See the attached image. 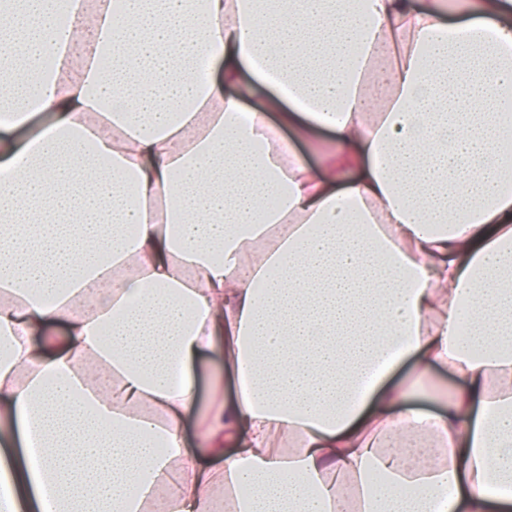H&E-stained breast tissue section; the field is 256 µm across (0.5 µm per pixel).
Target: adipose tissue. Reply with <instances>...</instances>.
<instances>
[{
    "label": "adipose tissue",
    "mask_w": 512,
    "mask_h": 512,
    "mask_svg": "<svg viewBox=\"0 0 512 512\" xmlns=\"http://www.w3.org/2000/svg\"><path fill=\"white\" fill-rule=\"evenodd\" d=\"M452 13L0 0L5 512H147L162 485L160 512L352 487L362 512H512V0ZM282 106L334 133L319 170L275 140ZM209 354L237 392L201 409ZM408 362L461 380L439 414L401 409ZM218 363L215 355L203 357L194 368V374L198 384V396L201 403L208 402L212 396L208 377L211 369ZM182 435L185 446L196 456L201 458V462L209 464L213 461L207 448H202L198 438V416L195 410L188 413L182 423Z\"/></svg>",
    "instance_id": "ef3b65f1"
}]
</instances>
